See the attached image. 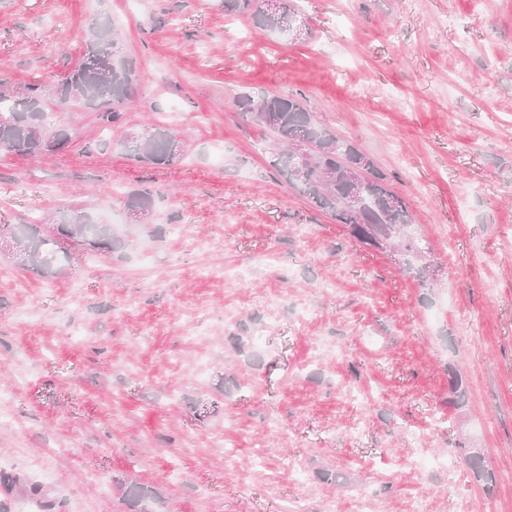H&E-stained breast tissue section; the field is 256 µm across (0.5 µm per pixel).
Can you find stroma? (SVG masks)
I'll return each mask as SVG.
<instances>
[{
	"instance_id": "obj_1",
	"label": "stroma",
	"mask_w": 512,
	"mask_h": 512,
	"mask_svg": "<svg viewBox=\"0 0 512 512\" xmlns=\"http://www.w3.org/2000/svg\"><path fill=\"white\" fill-rule=\"evenodd\" d=\"M277 3L292 36L224 0H0V87L63 75L105 19L140 73L110 145L78 109L57 117L67 150L0 153V470L60 512H135L131 485L159 512H411L423 494L512 512V0ZM243 91L300 97L365 149L417 219L427 280L276 174ZM158 126L169 162L132 160L128 135ZM145 187L142 220L127 197ZM59 208L118 211L121 245L22 268L11 225ZM423 449L453 484L409 468Z\"/></svg>"
}]
</instances>
